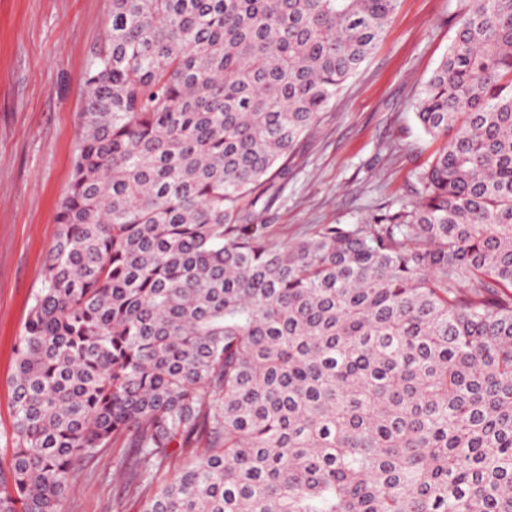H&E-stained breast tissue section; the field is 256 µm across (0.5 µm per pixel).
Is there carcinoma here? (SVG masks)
<instances>
[{"instance_id": "carcinoma-1", "label": "carcinoma", "mask_w": 512, "mask_h": 512, "mask_svg": "<svg viewBox=\"0 0 512 512\" xmlns=\"http://www.w3.org/2000/svg\"><path fill=\"white\" fill-rule=\"evenodd\" d=\"M400 0H112L16 347L0 512L130 448L140 512H512V0H465L417 199L257 203Z\"/></svg>"}]
</instances>
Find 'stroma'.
<instances>
[{
	"label": "stroma",
	"instance_id": "obj_1",
	"mask_svg": "<svg viewBox=\"0 0 512 512\" xmlns=\"http://www.w3.org/2000/svg\"><path fill=\"white\" fill-rule=\"evenodd\" d=\"M463 0H400L383 40L295 147L288 177L257 206L282 243L319 224L368 220L414 198L415 174L440 148L412 104L447 54ZM112 0H0V433L9 380L73 175L86 77L105 43ZM111 455L76 468L63 512H112Z\"/></svg>",
	"mask_w": 512,
	"mask_h": 512
}]
</instances>
